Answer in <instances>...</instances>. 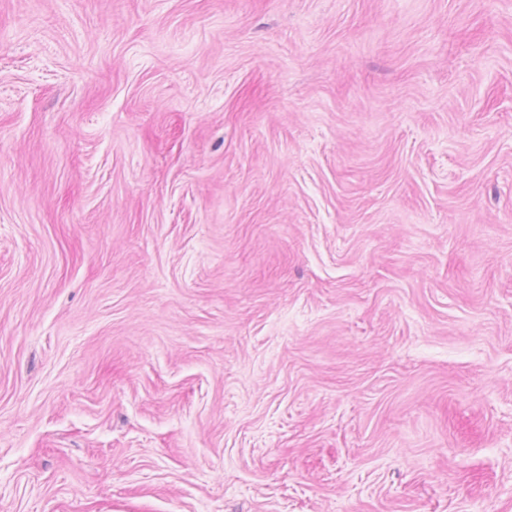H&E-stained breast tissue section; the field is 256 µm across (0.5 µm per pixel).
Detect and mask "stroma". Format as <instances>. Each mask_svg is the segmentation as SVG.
<instances>
[{"label": "stroma", "instance_id": "obj_1", "mask_svg": "<svg viewBox=\"0 0 512 512\" xmlns=\"http://www.w3.org/2000/svg\"><path fill=\"white\" fill-rule=\"evenodd\" d=\"M0 512H512V0H0Z\"/></svg>", "mask_w": 512, "mask_h": 512}]
</instances>
